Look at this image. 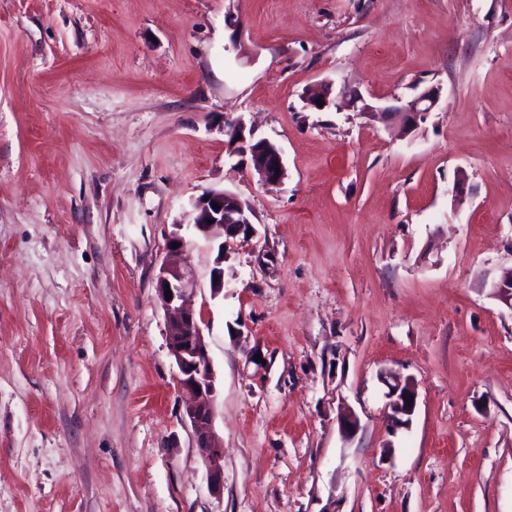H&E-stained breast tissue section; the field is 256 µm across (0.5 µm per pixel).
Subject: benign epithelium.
Masks as SVG:
<instances>
[{
  "label": "benign epithelium",
  "instance_id": "7a95c632",
  "mask_svg": "<svg viewBox=\"0 0 512 512\" xmlns=\"http://www.w3.org/2000/svg\"><path fill=\"white\" fill-rule=\"evenodd\" d=\"M323 106H318L317 101ZM352 104H360L363 115L378 114L386 122H398L408 132L425 123L438 103V93L433 89L420 92L408 100L396 99V103L375 112V108L361 102L355 96ZM307 105L315 110L336 106L331 88L307 98ZM229 155L239 156L267 186L279 185L287 176L281 150L266 139L258 140L253 131L246 130L244 122L225 125ZM219 204L215 210L213 204ZM196 211L194 228L206 240L223 237L218 244L219 255L210 273V290L214 297L224 293V248L239 238L251 239L257 230L251 221L249 206L237 194L224 189H207L192 202ZM178 247L173 248L171 244ZM187 241L179 232H172L164 248L157 274L156 290L168 317V347L178 369L177 382L181 389L192 394L186 403L183 417L193 429L196 444L207 456L222 454V444L214 431L213 402L216 396L215 375L205 341V322L190 304L196 289L192 271L186 265ZM171 290L172 298H166L165 290ZM387 388L384 417L389 433L395 435L410 426L417 408L418 383L411 377H401L392 372L381 376Z\"/></svg>",
  "mask_w": 512,
  "mask_h": 512
}]
</instances>
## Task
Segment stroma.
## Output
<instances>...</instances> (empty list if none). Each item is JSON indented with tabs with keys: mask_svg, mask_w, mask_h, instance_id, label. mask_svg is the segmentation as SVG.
Segmentation results:
<instances>
[{
	"mask_svg": "<svg viewBox=\"0 0 512 512\" xmlns=\"http://www.w3.org/2000/svg\"><path fill=\"white\" fill-rule=\"evenodd\" d=\"M323 83L439 101L405 135L306 107ZM237 118L282 184L229 157ZM210 188L255 238L195 235ZM176 230L218 497L156 292ZM511 268L512 0H0V512H512ZM385 371L418 383L394 436Z\"/></svg>",
	"mask_w": 512,
	"mask_h": 512,
	"instance_id": "1",
	"label": "stroma"
}]
</instances>
